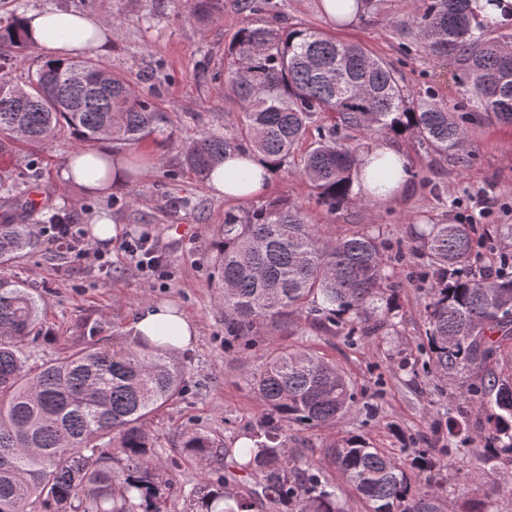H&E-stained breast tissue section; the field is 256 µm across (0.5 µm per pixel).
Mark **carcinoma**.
Returning a JSON list of instances; mask_svg holds the SVG:
<instances>
[{
    "instance_id": "obj_1",
    "label": "carcinoma",
    "mask_w": 512,
    "mask_h": 512,
    "mask_svg": "<svg viewBox=\"0 0 512 512\" xmlns=\"http://www.w3.org/2000/svg\"><path fill=\"white\" fill-rule=\"evenodd\" d=\"M222 0H191L185 19L220 16ZM386 0H354L360 17ZM469 0H412L416 37L436 58H454L476 108L452 112L431 90L413 97L397 71L358 42L313 28L285 29L247 18L228 44L225 83L238 106L233 133L204 132L181 153V164L205 180L231 151H253L274 169L291 167L317 204L331 212L356 204L353 172L372 135L412 132L420 148L463 158L468 126L485 120L512 126L511 35L468 9ZM22 17L0 20V160L17 143L50 146L66 133L78 147L100 140L124 147L172 139V122L125 76L91 57L44 61L20 82L17 66L30 47ZM24 174L0 165V512H134L154 495L155 442L146 419L176 400L184 370L174 349L133 338L117 350L95 342L33 368L18 340L42 312L41 299L5 271L36 248L24 223L37 208ZM214 277L224 304V340L250 346L265 327L305 319L313 331L348 327L349 336H377L389 327L395 266L382 235L362 224L325 240L305 208L276 200L240 217H224ZM511 224L484 230L474 220L424 224L415 252L427 259L420 278L427 345L423 365L440 374L499 363L512 355ZM246 385L268 411L265 441L226 448L246 474L263 477L264 495L291 512H341L319 468L291 478L295 460L279 440L278 422L336 426L358 405L355 385L311 347L272 346ZM502 448L512 452V383L493 372L473 389ZM183 448L205 460L214 441L195 432ZM123 463L112 469V460ZM323 466L337 468L367 512H444L439 499L411 489L407 466L353 435L327 448ZM250 512L252 503L215 492L203 512Z\"/></svg>"
}]
</instances>
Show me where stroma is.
Here are the masks:
<instances>
[{"label": "stroma", "instance_id": "35a3bbf8", "mask_svg": "<svg viewBox=\"0 0 512 512\" xmlns=\"http://www.w3.org/2000/svg\"><path fill=\"white\" fill-rule=\"evenodd\" d=\"M319 3L272 0L262 17L359 42L397 69L414 95L430 89L451 111H469L460 64L435 59L405 28L413 16L410 0H390L384 13L347 28L331 25ZM242 5L243 0H224L219 20L189 24L183 20L187 0H0L2 19L22 10L55 9L86 12L103 26L115 27L111 51L97 55V62L136 82L173 122L167 146L150 139L138 146L140 152L158 157V165L133 174L129 186L108 196L59 188L58 168L72 149L67 138L46 149L23 144L13 152L12 165L30 171V187L40 203L73 216L78 244L94 242L97 221L109 220L118 230L112 239L94 242L111 263L105 276L95 263L50 242L44 233L48 215H40L33 225L38 246L11 269L44 301L39 324L22 340L30 366L64 357L91 340L105 349L119 348L130 339L131 322L147 302L183 309L198 332L192 347L179 355L186 369L184 392L146 423L156 441L157 512H200L202 498L216 490L250 499L251 512H289L284 505L272 508L261 478L237 472L222 449L261 431L265 411L244 384L247 372L268 347L306 341L300 326L280 325L254 337L250 350L225 348L224 306L213 282L212 262L226 213L241 215L257 203L285 199L303 205L311 223L328 235L342 234L350 224L383 231L393 250L404 255L406 271L390 316L395 333L354 343L339 329L309 341L349 373L368 408L351 412L336 428L305 430L281 422V437L300 467L319 463L326 448L343 436L362 435L404 463L423 449L440 456L437 467L416 473L415 479L441 498L446 512H512V489L487 475L492 466L512 475V453L499 452L489 464L482 459L492 438L485 414L472 403V389L484 369L472 366L442 379L422 368L426 295L417 276L421 261L411 252L423 220L457 218L481 200L494 204L490 223L512 224V128L487 121L471 126L463 164L426 152L410 138L396 139L410 175L387 202L365 201L332 214L315 204L302 178L284 172L274 175L259 201L215 196L205 181L182 167L181 150L205 131L231 132L237 120V108L217 75L225 71V49L246 17ZM141 234L154 238L165 253L163 276L142 271L125 252V241ZM452 422L464 429V439L449 441ZM191 432L210 436L219 452L203 462L189 456L182 442Z\"/></svg>", "mask_w": 512, "mask_h": 512}]
</instances>
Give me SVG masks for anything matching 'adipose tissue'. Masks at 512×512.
<instances>
[{
  "mask_svg": "<svg viewBox=\"0 0 512 512\" xmlns=\"http://www.w3.org/2000/svg\"><path fill=\"white\" fill-rule=\"evenodd\" d=\"M24 29L34 45L43 48L54 59L70 60L91 52L106 53L112 48V29L100 24L96 16L86 13L64 14L44 10L28 14ZM384 163L396 169V177L386 191L371 190V175L377 164ZM404 155L388 142L371 145L358 157L354 184L365 199L379 202L392 198L402 188L407 174ZM273 170L264 158L253 152L228 153L223 164L211 174L207 185L217 196L228 200H249L262 195L272 180ZM128 167L120 154L108 144L93 149L70 152L59 172V183L64 187H78L84 191L107 196L126 185ZM175 329L171 344L175 349L191 347L197 336L195 323L177 308L165 304H148L134 318V334L157 341L168 329Z\"/></svg>",
  "mask_w": 512,
  "mask_h": 512,
  "instance_id": "ef3b65f1",
  "label": "adipose tissue"
}]
</instances>
